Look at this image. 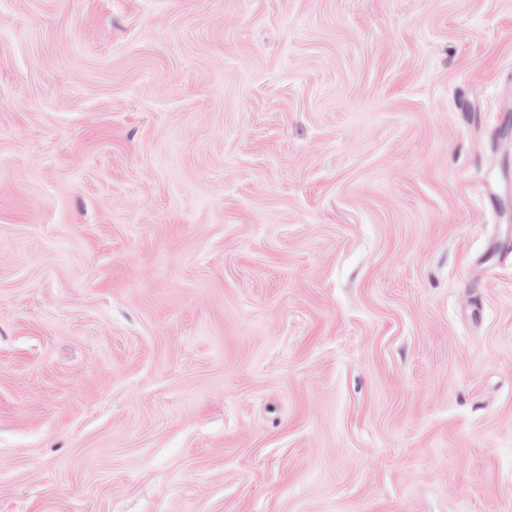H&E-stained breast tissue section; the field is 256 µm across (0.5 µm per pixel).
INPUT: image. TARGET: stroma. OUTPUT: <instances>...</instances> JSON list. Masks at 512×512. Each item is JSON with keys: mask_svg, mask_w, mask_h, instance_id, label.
Listing matches in <instances>:
<instances>
[{"mask_svg": "<svg viewBox=\"0 0 512 512\" xmlns=\"http://www.w3.org/2000/svg\"><path fill=\"white\" fill-rule=\"evenodd\" d=\"M512 0H0V512H512Z\"/></svg>", "mask_w": 512, "mask_h": 512, "instance_id": "1", "label": "stroma"}]
</instances>
